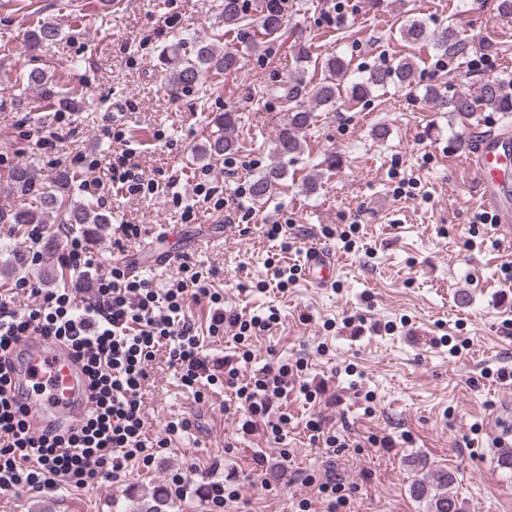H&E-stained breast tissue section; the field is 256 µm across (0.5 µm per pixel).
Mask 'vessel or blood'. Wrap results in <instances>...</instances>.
Here are the masks:
<instances>
[{
  "mask_svg": "<svg viewBox=\"0 0 512 512\" xmlns=\"http://www.w3.org/2000/svg\"><path fill=\"white\" fill-rule=\"evenodd\" d=\"M466 164L489 208L494 224L512 233V131L492 132L479 140ZM333 252L315 248L308 252L303 272L315 286L328 285L337 270ZM9 393L23 391L30 432L72 425L90 405L88 379L82 365L61 340L31 336L12 351Z\"/></svg>",
  "mask_w": 512,
  "mask_h": 512,
  "instance_id": "b4317fda",
  "label": "vessel or blood"
}]
</instances>
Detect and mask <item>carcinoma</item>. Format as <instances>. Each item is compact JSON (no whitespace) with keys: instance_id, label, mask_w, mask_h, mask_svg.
Wrapping results in <instances>:
<instances>
[{"instance_id":"cac0c4a2","label":"carcinoma","mask_w":512,"mask_h":512,"mask_svg":"<svg viewBox=\"0 0 512 512\" xmlns=\"http://www.w3.org/2000/svg\"><path fill=\"white\" fill-rule=\"evenodd\" d=\"M221 13L224 27L233 29L248 21L243 0H222ZM254 25L267 39H277L283 33L285 18L280 10L275 8L271 0H264L259 16L253 20ZM61 31L52 21H44L26 31V48L37 49L50 47L58 40ZM401 37L411 44H418L428 39L444 55H460L465 53L466 45L461 42L455 32L446 28L440 32L429 34L426 25L418 19L407 20L401 29ZM168 68L167 82L170 90L183 91L199 83L205 73H226L235 70L241 63V57L232 52L217 53L204 43L196 45L193 54L181 53L177 47L169 48L163 55ZM322 77H317L318 72ZM416 63L409 57L400 59L394 65L365 66L357 69V76L351 78L347 92L353 102L370 101L388 86L398 84L409 86L413 83ZM350 72L349 63L339 55L329 57L325 63L312 62V56L303 47L298 49L296 68L293 82L282 88L278 95L280 104L285 107L287 120L282 125L277 136V152L288 155L300 150L301 143L298 132L315 122L314 110L307 108L300 101L305 91L319 105L333 103L339 94L337 77L346 78ZM22 81L26 86L40 90L44 98L55 95L56 86L53 76L41 67H33L24 73ZM84 92L75 90L62 93L58 98L59 104L72 111H81ZM442 105L448 111L462 118L468 117L480 105L493 112L509 114L512 112V83L497 79L485 80L476 97L465 93H457L442 100ZM237 117L233 112L224 113L223 121L218 123L217 130L212 132L206 146L208 154H225L234 149L232 135L235 131ZM283 168L274 165L259 175L252 183L251 193L254 199L260 201L270 197L281 185ZM5 188L21 197L32 196L34 204L22 207L10 214L11 224H45L49 214L55 215V222L73 229L86 224H106L108 217L96 215L91 209L76 201L73 197L75 176L72 172L59 170L53 176L42 178L32 165L18 164L0 174V183ZM453 482L450 473L438 470L432 478L415 481L411 486L414 497L427 500L429 512H463L457 499L448 492Z\"/></svg>"}]
</instances>
